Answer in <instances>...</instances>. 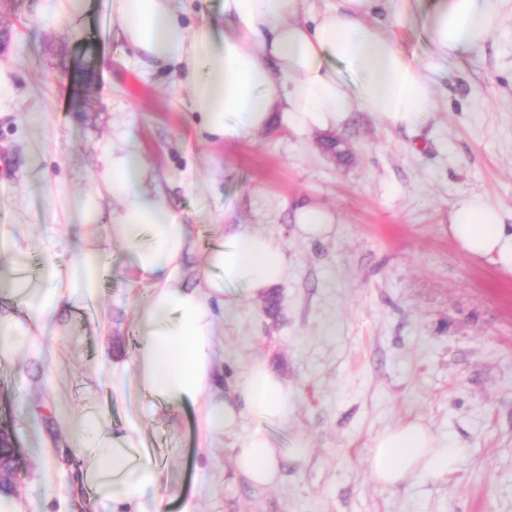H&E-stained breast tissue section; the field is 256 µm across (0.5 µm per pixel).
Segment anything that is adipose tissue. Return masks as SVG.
I'll list each match as a JSON object with an SVG mask.
<instances>
[{
    "label": "adipose tissue",
    "instance_id": "obj_1",
    "mask_svg": "<svg viewBox=\"0 0 512 512\" xmlns=\"http://www.w3.org/2000/svg\"><path fill=\"white\" fill-rule=\"evenodd\" d=\"M305 0H221L223 29L202 22L188 29L174 0H112V25L128 46L152 62L185 66L179 86L189 92L203 129L234 143L266 129L272 118L296 133L339 130L356 112H367L392 129L414 128L435 110L429 63L411 58L388 29L372 22L379 0H340L315 12ZM501 0H441L425 31L440 58L474 50L497 30ZM344 64L349 79L336 74ZM136 153L110 155L103 179L123 210L112 219V237L148 282L138 312L142 344L132 382L146 396L167 404L197 406L203 430L232 432L241 410L280 423L295 411L287 384L264 363L251 364L231 398L213 391L219 329L213 298L240 286L259 295L281 283L286 256L269 236L240 229L216 238L200 286L180 277L188 233L173 212L142 189ZM449 232L472 255L512 271V231L498 208L479 195L459 202ZM0 252L9 266L0 273V295L25 311L0 314V358L36 347L43 316L93 293L104 249L80 250L68 274L54 266L29 273V250L13 230L0 227ZM73 450L87 457L84 483L116 504L140 503L154 488L157 472L133 433L119 434L102 415L86 411L70 425ZM458 449L440 444L419 422L379 434L371 470L381 485L414 475L439 477L454 469ZM237 474L257 488L274 484L280 452L263 430L252 432L234 456Z\"/></svg>",
    "mask_w": 512,
    "mask_h": 512
}]
</instances>
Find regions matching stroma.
Returning <instances> with one entry per match:
<instances>
[{"mask_svg":"<svg viewBox=\"0 0 512 512\" xmlns=\"http://www.w3.org/2000/svg\"><path fill=\"white\" fill-rule=\"evenodd\" d=\"M437 0L389 30L430 61L437 110L414 130L353 114L337 132L279 124L228 145L199 134L187 90L139 62L105 22L111 0L54 21L57 0H7L0 28V225L19 227L39 270L68 271L86 231L74 202L99 196L96 235L119 199L103 186L109 154L134 150L142 186L191 231L181 270L200 282L215 233L239 224L280 241L283 282L266 297L237 290L215 305L217 387L231 392L257 360L293 391L288 424L243 412L235 430L204 438L193 406L165 407L129 384L136 312L147 285L122 245L92 297L48 315L35 349L0 362V423L21 454L13 495L25 512H131L83 484L68 454L71 419L106 416L134 432L158 474L145 512H512V272L461 248L449 213L480 195L512 226V0L498 31L456 59L437 56L424 20ZM338 139L344 158L326 148ZM335 217L303 236L301 205ZM424 424L461 450L443 477L378 484V434ZM264 429L281 448L280 478L255 490L234 470L241 441ZM304 453H297V444Z\"/></svg>","mask_w":512,"mask_h":512,"instance_id":"1","label":"stroma"}]
</instances>
